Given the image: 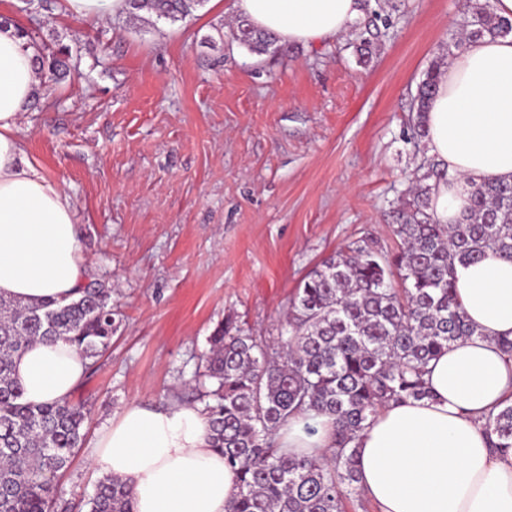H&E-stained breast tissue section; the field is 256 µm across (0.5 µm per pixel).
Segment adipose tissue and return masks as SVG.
Returning <instances> with one entry per match:
<instances>
[{
  "instance_id": "ef3b65f1",
  "label": "adipose tissue",
  "mask_w": 512,
  "mask_h": 512,
  "mask_svg": "<svg viewBox=\"0 0 512 512\" xmlns=\"http://www.w3.org/2000/svg\"><path fill=\"white\" fill-rule=\"evenodd\" d=\"M363 0H233L235 16L285 43L322 44L348 33ZM37 51L0 16V294L24 302L77 297L87 280L63 188L28 157L18 125L41 86ZM426 152L447 169L431 209L442 224L467 210L473 185L512 181V35L466 41L449 59L424 114ZM456 298L479 329L433 359L430 396L380 409L355 441L364 495L378 512H512V448L493 449L482 428L512 399V260L457 265ZM85 362L68 343L30 345L14 362L24 398L68 397ZM330 417L297 415L278 435L291 455L333 447ZM90 468L133 493L132 512H227L235 475L210 444L202 408L127 406L99 430Z\"/></svg>"
}]
</instances>
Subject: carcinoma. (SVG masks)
I'll return each instance as SVG.
<instances>
[{
    "mask_svg": "<svg viewBox=\"0 0 512 512\" xmlns=\"http://www.w3.org/2000/svg\"><path fill=\"white\" fill-rule=\"evenodd\" d=\"M205 0H128V14L147 11L182 22ZM464 37L512 34V21L486 3L468 9ZM236 40L262 54L273 44L241 20ZM40 70L66 75L71 49L34 43ZM438 67L426 73L409 119L411 140L425 137L423 114L435 92ZM446 171L424 158L408 193L398 199L395 234L401 250L383 254L357 243L324 259L289 301L278 341L270 344L227 319L209 336L198 373L211 446L235 473L238 493L228 512H346L361 503L356 451L350 447L368 420L390 403L429 395V362L460 340L479 335L455 296V266L489 251L512 260V182L488 181L471 190V204L456 224L431 213L430 182ZM398 278L401 288L393 286ZM121 323L110 291L90 284L64 305L22 303L0 296V512H72L53 494L84 441V406L65 398L47 404L24 400L14 359L37 341L63 339L91 365L110 347ZM305 412L331 417L336 447L318 457L277 448L275 435ZM483 430L512 448V404L483 417ZM131 490L105 476L88 512H131Z\"/></svg>",
    "mask_w": 512,
    "mask_h": 512,
    "instance_id": "carcinoma-1",
    "label": "carcinoma"
}]
</instances>
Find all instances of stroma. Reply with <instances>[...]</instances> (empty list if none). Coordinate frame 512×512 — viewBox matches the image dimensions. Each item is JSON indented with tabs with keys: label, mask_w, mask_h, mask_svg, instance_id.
Returning <instances> with one entry per match:
<instances>
[{
	"label": "stroma",
	"mask_w": 512,
	"mask_h": 512,
	"mask_svg": "<svg viewBox=\"0 0 512 512\" xmlns=\"http://www.w3.org/2000/svg\"><path fill=\"white\" fill-rule=\"evenodd\" d=\"M355 32L256 55L205 4L172 23L93 21L64 7L40 23L0 12L77 55L71 79L19 122L29 158L71 196L89 279L122 324L73 391L86 438L55 482L82 503L92 443L131 403H192L200 355L233 319L276 340L306 274L351 242L396 252L395 207L420 159L406 140L425 73L461 47L467 0H365Z\"/></svg>",
	"instance_id": "1"
}]
</instances>
